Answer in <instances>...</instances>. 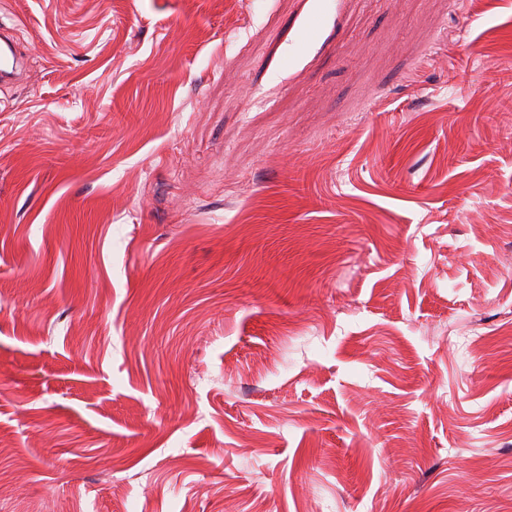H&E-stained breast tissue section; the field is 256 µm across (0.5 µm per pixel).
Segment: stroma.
<instances>
[{
    "instance_id": "1",
    "label": "stroma",
    "mask_w": 512,
    "mask_h": 512,
    "mask_svg": "<svg viewBox=\"0 0 512 512\" xmlns=\"http://www.w3.org/2000/svg\"><path fill=\"white\" fill-rule=\"evenodd\" d=\"M0 24V512H512V0ZM23 70V59L18 52L12 32L0 29V80L11 83L18 80Z\"/></svg>"
}]
</instances>
